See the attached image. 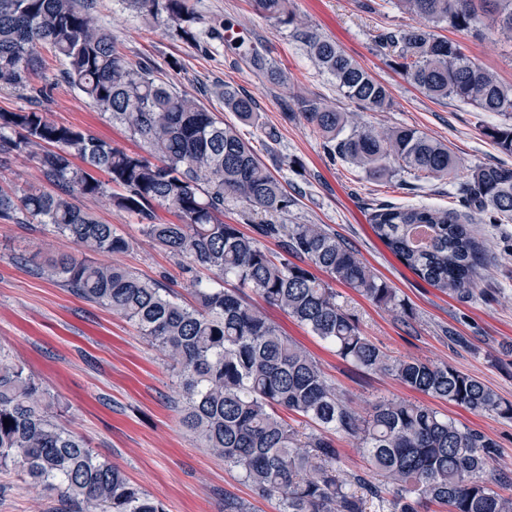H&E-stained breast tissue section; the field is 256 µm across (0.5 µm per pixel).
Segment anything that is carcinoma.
<instances>
[{"instance_id": "1", "label": "carcinoma", "mask_w": 512, "mask_h": 512, "mask_svg": "<svg viewBox=\"0 0 512 512\" xmlns=\"http://www.w3.org/2000/svg\"><path fill=\"white\" fill-rule=\"evenodd\" d=\"M126 7L181 38L198 41L193 0H123ZM94 0H0V83L29 95L32 106L0 111V157L33 160L49 189H0V219L25 218L52 228L74 246L71 253L39 258L38 274L80 298L133 322L171 361L184 400L183 425L224 465L237 470L255 495L279 498L281 512H365L366 498L382 512H421L428 502L444 512H512V496L496 490L512 476H485L496 442L460 427L437 411L407 400L381 399L368 416L353 411L317 362L257 306L287 313L337 354L363 371H382L413 391L473 412L512 418V403L482 381L452 366L417 358H389L336 302L338 281L380 308L403 307L398 292L377 276L339 236L321 224H274L296 204L235 126L195 97L161 80L158 69L134 64L98 26ZM275 24L292 28L319 68L352 105L340 112L300 95L286 118L299 117L321 138L333 164L348 165L371 180L407 174L450 179L460 162L445 143L416 128L379 131L364 120L391 96L336 41L299 20L292 0H255ZM425 27L388 29L375 39L379 52L410 85L435 100L455 99L503 120L480 125L482 134L512 155V85L470 59L463 45L431 28L479 33L490 14L512 42V0H395ZM210 35L234 50L270 82L283 75L254 49L230 19ZM50 47L64 64L63 78L115 123L144 143L131 152L72 125L49 121L42 103L49 84L38 83L40 51ZM216 94L243 124L259 120L255 98L225 83ZM101 171L109 180H99ZM110 193L112 204L139 217L146 237L188 260L193 302L144 279L118 262L133 243L103 224L76 200ZM464 209L382 203L371 228L396 258L433 288L461 300L472 297L488 257L471 224L512 223V167L469 169ZM245 205L251 232L224 223V201ZM160 206L176 217L157 219ZM274 242L276 249L264 245ZM325 274L321 278L318 273ZM237 288L224 287L227 279ZM319 427L306 433L280 411ZM9 425H4V420ZM352 439L367 454L381 482L344 472L336 438ZM0 469H17L56 492L69 512H164L158 501L87 442L65 429L50 393L0 345Z\"/></svg>"}]
</instances>
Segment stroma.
Masks as SVG:
<instances>
[{
	"instance_id": "obj_1",
	"label": "stroma",
	"mask_w": 512,
	"mask_h": 512,
	"mask_svg": "<svg viewBox=\"0 0 512 512\" xmlns=\"http://www.w3.org/2000/svg\"><path fill=\"white\" fill-rule=\"evenodd\" d=\"M196 8L200 30L217 19L233 20L251 44L276 61L286 81L270 83L229 51L208 52L165 27L148 24L126 10L121 0H97L96 14L131 62L152 60L180 91L222 114L225 122H233L234 117L213 96L216 85L229 82L256 98L257 125H242L238 131L288 192L298 197L288 213L276 216V223L325 225L396 288L405 303L404 312L395 315L334 283L338 303L355 316L365 336L391 357L445 363L475 375L502 401L512 403V223L476 225L490 261L473 297L461 301L405 268L372 233L369 222L373 205L384 201L456 207L471 167L512 166V155L502 153L477 126L481 119L490 125L500 123V116L488 113L480 119L469 105L429 99L372 52L379 33L416 22L390 0H381L373 11L363 9L360 0H293L303 22L335 40L388 86L390 109L368 114V121L385 130L418 128L448 144L460 160L453 179L408 184L397 178L369 180L352 168L330 163L304 120L286 119V107L299 95L319 97L342 111L350 108L290 29L263 16L253 0H198ZM441 34L463 43L473 61L512 84V43L498 35L491 20H484L477 36L448 28ZM61 69L58 60L47 57L45 73L53 85L48 119L89 130L127 150L142 151V141L66 83ZM268 126L278 128L277 141L265 138L263 130ZM78 203L132 241V250L120 255V263L177 291L188 287L185 266L146 238L137 216L115 208L105 196L82 197ZM39 245L54 253L73 249L41 225L0 220V345L58 397L66 428L140 485L165 512H224L228 499L244 504L245 512H279L278 498L255 497L236 470L225 467L183 426L181 397L170 364L133 323L34 274L25 258ZM265 313L308 351L359 414H367L383 398L429 406L496 441L491 470L512 472V419L475 413L412 391L391 375L361 371L282 310L269 307ZM447 327L465 336L468 346L449 344L443 334ZM61 507L57 494L33 487L18 471L0 472V512H60Z\"/></svg>"
}]
</instances>
